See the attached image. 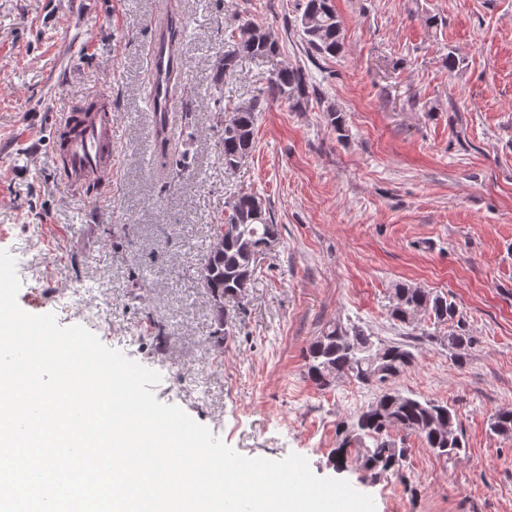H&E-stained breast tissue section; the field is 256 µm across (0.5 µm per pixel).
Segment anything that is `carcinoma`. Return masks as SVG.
<instances>
[{"label": "carcinoma", "instance_id": "cac0c4a2", "mask_svg": "<svg viewBox=\"0 0 512 512\" xmlns=\"http://www.w3.org/2000/svg\"><path fill=\"white\" fill-rule=\"evenodd\" d=\"M300 28L308 49L322 57L336 56L344 48L342 23L332 0H304ZM187 24L181 18H170L165 36L170 45L179 47L186 36ZM280 46L262 26L247 23L239 28L231 51L217 61L216 80L224 83L226 75L235 71L242 57L271 58ZM309 82L299 67L285 66L267 78L266 90L224 116V134L220 155L228 168L236 167L255 148L257 114L274 100H285L296 109L309 103ZM330 125L344 137L346 113L330 106L326 109ZM156 132L161 154L171 145L166 132V116L155 113ZM224 222L214 225V235L224 234L221 249H210L203 259L207 266L209 294L224 297L240 295L252 280L258 256L278 236V225L261 198L248 192H233L227 201ZM388 314L392 321L413 327L421 318L433 326H448L443 337L448 352L464 363L463 351L475 345L466 329L463 316L454 302L444 294L398 283L389 296ZM416 362L411 345L384 342L362 323L334 322L323 327L320 336L306 355V377L319 389L332 387L341 379L378 389L375 400L357 411L352 421L341 425V440L335 449L336 462L344 465L357 453L365 470L399 471L406 462L407 449L398 445L391 433L416 436L438 457L458 455L465 442L458 416L448 404L434 399L403 396L390 388V383ZM490 430L512 440V409L500 411L490 419Z\"/></svg>", "mask_w": 512, "mask_h": 512}]
</instances>
